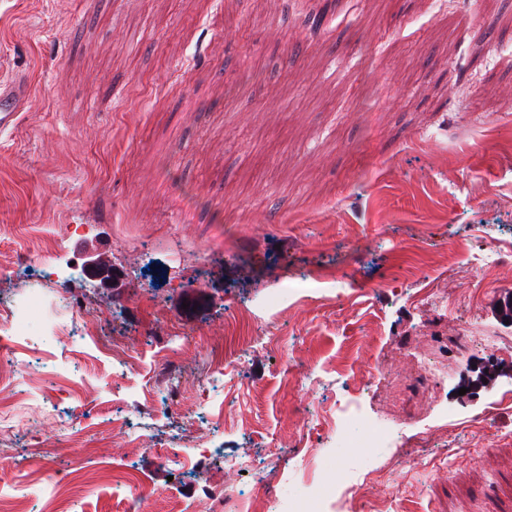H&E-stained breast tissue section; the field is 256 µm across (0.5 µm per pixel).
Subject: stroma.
<instances>
[{
  "instance_id": "stroma-1",
  "label": "stroma",
  "mask_w": 512,
  "mask_h": 512,
  "mask_svg": "<svg viewBox=\"0 0 512 512\" xmlns=\"http://www.w3.org/2000/svg\"><path fill=\"white\" fill-rule=\"evenodd\" d=\"M320 11L315 35L305 21ZM266 59L276 74L241 84L242 64ZM13 72L31 96L0 135V254L13 259L0 297L53 272L64 321L103 310L102 336L139 363L44 332L32 303L39 337L16 339L0 409V495L25 488L43 512L68 458L47 469L38 448L61 445L65 416L92 458L139 478L73 487L72 512H169L209 487L316 492L336 512L341 482L366 512H512V357L460 391L483 342L512 346L497 316L512 292V0H276L259 17L251 0H0V76ZM81 238L102 243L115 287L71 276ZM464 326L473 346L445 352ZM219 339L236 363L217 378ZM426 363L437 376L423 385ZM110 408L131 428H113ZM204 412L220 423L205 460ZM316 412L339 435L402 426L395 447H325L311 466L295 431ZM31 417L35 433L19 432Z\"/></svg>"
}]
</instances>
